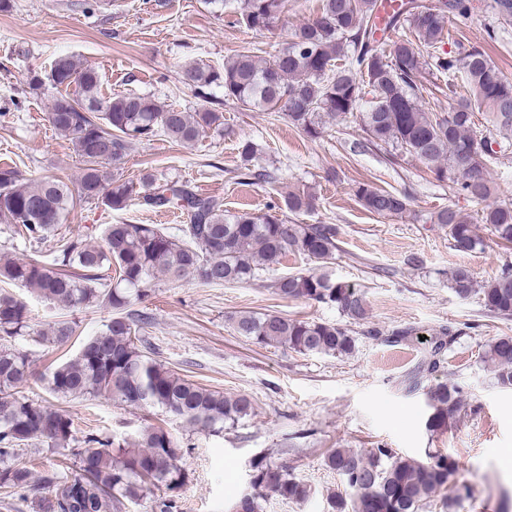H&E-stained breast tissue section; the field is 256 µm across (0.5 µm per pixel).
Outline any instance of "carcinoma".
<instances>
[{
  "instance_id": "obj_1",
  "label": "carcinoma",
  "mask_w": 512,
  "mask_h": 512,
  "mask_svg": "<svg viewBox=\"0 0 512 512\" xmlns=\"http://www.w3.org/2000/svg\"><path fill=\"white\" fill-rule=\"evenodd\" d=\"M239 22L256 33L270 32L288 14V0H234ZM470 16L469 0H405V6L379 27L377 0H320L318 11L295 28L270 60L237 54L223 69L186 62L183 82L198 92L218 87L224 99L247 108L279 109L310 139L322 134V118L360 112L368 141L391 145L426 164L439 181L474 200L485 202L493 186L488 165L496 154L497 134L512 131V81L497 71L487 52L471 46L459 53L438 51L448 12ZM426 69L458 75L463 89L448 85L456 103L444 116L422 109ZM56 73L49 120L67 138L84 163L76 183L45 175L25 179L13 168H0V223L17 226L28 240L49 244L48 258L0 261V282L33 290L67 308L100 306L111 310L104 329L86 339L71 359L57 362L40 377L45 389L60 398L104 396L128 406L158 408L190 429L218 431L253 413L247 395L223 393L168 369L141 335L149 318L126 312L132 302L154 292L160 280L192 277L204 285L241 284L258 271L281 263L294 251L318 263L275 281L277 295L336 307L352 320H363L368 304L361 285L336 279L328 271L337 249L332 224H298L272 214H233L224 203L203 197L186 184L158 185L149 175L139 186L112 178L107 164L123 158L133 141L163 132L181 144L203 133L224 130V115L214 109L184 112L137 93L105 97L101 75L67 55L53 61ZM486 114V134H474V113ZM244 180L267 174L252 168L255 148L240 143ZM147 210L174 208L188 219L179 237L156 224H108L103 244L58 236L74 198L98 200L121 210L132 195ZM359 205L386 218L409 211V195L360 184ZM311 193L288 195L292 213L314 207ZM477 222L489 226L499 242L512 243V203L485 206ZM433 223L448 225L453 247L462 252L484 248L473 222L448 207ZM116 269L115 282L104 272ZM448 285L461 299L476 292L488 311L512 317V273L475 287L466 267L448 270ZM237 333L257 344L283 346L300 354L347 356L355 338L336 324L254 313L234 318ZM75 323L60 320L46 329L29 323L23 302L0 291V489L23 497L37 489L49 512H125L154 490L153 512H177L176 493L189 481L179 465L181 446L161 427L150 426L128 441L116 442L96 432L77 435L72 416L47 401L25 394L33 379L29 357L16 340L34 341L53 352L75 335ZM441 338L430 342L413 377L424 382L429 409L426 428L437 432L463 400L464 391L446 381H430L441 372ZM495 369L497 386L512 388V336L495 337L485 351ZM40 445L67 461V472L46 471L34 477L22 461L24 450ZM326 466L341 476L344 491L331 498L332 512H419L454 480L460 464L441 451L421 459L391 448H335ZM253 492L234 512H260L261 501L274 493L303 500L310 489L288 467L261 459L254 464Z\"/></svg>"
}]
</instances>
